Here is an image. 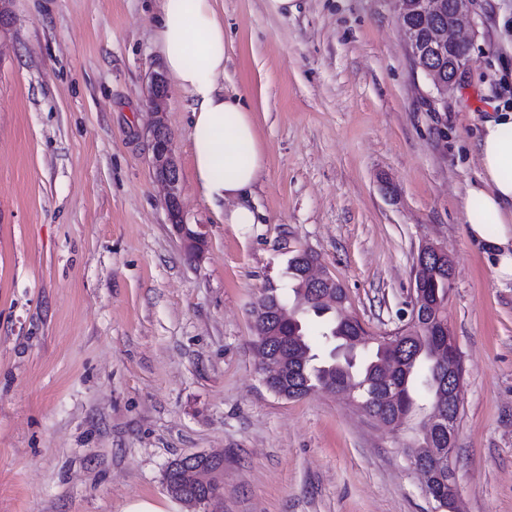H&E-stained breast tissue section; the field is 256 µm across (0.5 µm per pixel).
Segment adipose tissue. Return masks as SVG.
I'll return each instance as SVG.
<instances>
[{
    "instance_id": "ef3b65f1",
    "label": "adipose tissue",
    "mask_w": 512,
    "mask_h": 512,
    "mask_svg": "<svg viewBox=\"0 0 512 512\" xmlns=\"http://www.w3.org/2000/svg\"><path fill=\"white\" fill-rule=\"evenodd\" d=\"M155 37L164 70L188 101L194 173L206 200L225 223H258L245 197L265 167V148L245 96L224 87V19L215 0H161ZM476 153L479 173L466 190L464 222L495 276L512 280V110L483 119ZM491 224L496 233H488Z\"/></svg>"
}]
</instances>
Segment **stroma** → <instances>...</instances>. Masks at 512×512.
Here are the masks:
<instances>
[{
	"instance_id": "obj_1",
	"label": "stroma",
	"mask_w": 512,
	"mask_h": 512,
	"mask_svg": "<svg viewBox=\"0 0 512 512\" xmlns=\"http://www.w3.org/2000/svg\"><path fill=\"white\" fill-rule=\"evenodd\" d=\"M161 0H6L0 19V512H184L174 458L224 453L221 512H435L403 443L345 399L263 383L251 307L312 250L385 335L420 244L453 260L448 326L465 375L451 464L462 512H512V282L463 221L480 123L512 83V0H475L457 87L417 68L394 0H217L224 85L256 113L257 224L199 189L169 87L191 261L142 133Z\"/></svg>"
}]
</instances>
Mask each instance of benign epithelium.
<instances>
[{"label": "benign epithelium", "mask_w": 512, "mask_h": 512, "mask_svg": "<svg viewBox=\"0 0 512 512\" xmlns=\"http://www.w3.org/2000/svg\"><path fill=\"white\" fill-rule=\"evenodd\" d=\"M396 3L397 21L406 36L411 56L416 61L417 67L426 73L440 93L446 94L453 90L461 70L448 71V80L445 81L429 69L423 61V53L415 30L407 24L406 18L411 13L417 14L421 25L431 31L434 42L442 48L468 47L470 42L463 39L461 33L466 29L476 31L473 0H455L454 9L445 24L437 22L438 15L443 12L442 0H396ZM166 97V85L163 76L159 73L151 74L148 102L153 111L154 122L148 129V135L152 148V168L163 187L165 202L172 218V227L182 241L186 254L191 259L198 261L203 257L206 248V236L201 231V225H192L185 222L181 210L176 154L173 142L167 134L164 119ZM295 255L306 259L304 277L312 287L323 288L336 281L335 276L320 263L318 257L311 250L298 247L295 249ZM447 259H449L448 253L441 245L433 242H424L420 245L414 265L415 279H413L412 288L414 308L411 319L406 326L392 332V335L401 337L406 334L409 327L418 323L419 310L428 304V296L422 289L418 288V277L422 275L424 268L429 266L431 262L436 260L441 264ZM295 318L296 313L294 311L281 308L277 313V327L273 329L253 327L256 338L255 348L259 353L263 367L267 368L270 364L267 354L269 343L280 335V327L295 322ZM430 349L432 357L448 363V399L451 402L460 403L463 364L447 323H440L435 335L430 337ZM445 423L448 424V447L435 448L433 443L437 427ZM456 433L457 426L454 425L453 420L447 419L444 410L436 406L430 408L421 418L415 448L406 456L409 467L422 483L425 492L438 504V508L443 512H457L455 504L458 496V486L455 470L450 464ZM201 460L222 466L224 465V454L193 453L177 458L175 464L181 467L195 464ZM165 487L170 494L181 498L187 512H197V508L203 504L206 505V512H218V504L222 498V490L220 489L215 491L211 498L201 502L181 496L180 490L176 488V484L171 480L165 482Z\"/></svg>", "instance_id": "1"}]
</instances>
